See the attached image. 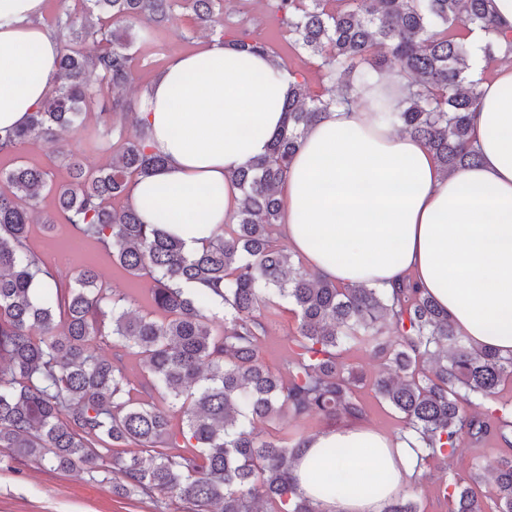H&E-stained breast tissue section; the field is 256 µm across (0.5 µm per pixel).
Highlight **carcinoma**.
Masks as SVG:
<instances>
[{
  "label": "carcinoma",
  "instance_id": "1",
  "mask_svg": "<svg viewBox=\"0 0 512 512\" xmlns=\"http://www.w3.org/2000/svg\"><path fill=\"white\" fill-rule=\"evenodd\" d=\"M223 0H63L55 25L62 43L59 83L19 129L0 133V153L26 143L57 141L96 103L99 127L89 140L117 137L112 161L88 168L70 153L69 179L25 165L0 170V447L51 470L77 466L118 476L125 496L170 495L189 512H322L298 491L293 467L302 442L266 438L256 425L275 419L364 417L357 391L401 415L416 467L454 457L464 438L499 436L506 444L512 410L497 405L498 388L512 379V355L466 343L430 296L408 282L392 293L340 287L297 268L280 240L281 201L292 156L305 130L333 107L353 102L355 88L395 69L405 80L404 106L382 119L423 141L443 173L474 165L469 114L481 100L466 65L465 32L488 35V65L512 55V37L498 56L493 0H274L295 50L320 60L324 75L344 83L315 97L305 76L291 71L293 95L285 122L263 158L237 171L242 190L235 220L193 252L167 234L165 214L144 223L126 204L131 184L163 160L146 151L136 110L125 96L134 80L133 47L141 33L192 10L210 28ZM102 48L83 50L88 40ZM230 40L242 49L282 58L246 29ZM53 194L56 220L111 250L132 275L148 272L155 319L132 309V299L98 283L89 266L60 288L28 247L30 221L42 193ZM292 305L295 331L289 355L274 373L259 351L269 322ZM111 347L99 356L96 346ZM355 348L387 363L366 381L345 362ZM138 359L140 376H128ZM432 375L419 378V367ZM486 403L472 414L470 396ZM495 512H512V448L490 473ZM448 512H487L473 490L454 479L438 487ZM275 504L266 511L264 502ZM383 512H420L399 494Z\"/></svg>",
  "mask_w": 512,
  "mask_h": 512
}]
</instances>
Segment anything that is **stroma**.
I'll use <instances>...</instances> for the list:
<instances>
[{"label": "stroma", "mask_w": 512, "mask_h": 512, "mask_svg": "<svg viewBox=\"0 0 512 512\" xmlns=\"http://www.w3.org/2000/svg\"><path fill=\"white\" fill-rule=\"evenodd\" d=\"M241 26L265 38L272 50L286 60L296 59L288 33L273 21L266 0H225L215 25L207 30L196 25L191 11L179 8L160 30L137 41L130 99H140L171 55L197 51L208 41L218 39L224 31ZM18 159L30 166L50 168L55 182L62 183L68 178L57 146L48 142H29L16 157L0 155V169L12 166ZM54 210L53 196L43 195L33 218L29 247L52 265L58 279L69 282L77 269L95 266L105 287L127 293L140 312L152 311L149 277H130L113 264L108 252L93 240H83L78 250L53 243L44 221ZM500 448V441L493 437L481 442L467 439L449 467H442L434 460L423 463L411 488L423 512H448L444 503L437 499L439 480L447 475L471 486L486 508H493V487L488 481L476 478L474 468L478 465L491 468ZM182 508L181 501L164 496L156 501L139 496L116 497L112 492V476L108 473L86 469L52 471L14 459L7 450L0 449V512H181Z\"/></svg>", "instance_id": "1"}]
</instances>
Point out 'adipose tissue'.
<instances>
[{
	"label": "adipose tissue",
	"instance_id": "1",
	"mask_svg": "<svg viewBox=\"0 0 512 512\" xmlns=\"http://www.w3.org/2000/svg\"><path fill=\"white\" fill-rule=\"evenodd\" d=\"M44 0H0V130L26 123L58 79L61 43ZM294 79L263 53L214 41L172 55L139 103L145 144L166 159L130 202L156 208L186 249L238 210L233 175L264 156ZM471 117L477 165L445 174L381 111L396 87L357 88L368 108H334L305 132L284 185L281 232L312 271L341 286L413 281L473 344L512 354V64L481 84ZM407 445L365 425L309 438L294 469L322 512H383L414 472Z\"/></svg>",
	"mask_w": 512,
	"mask_h": 512
}]
</instances>
